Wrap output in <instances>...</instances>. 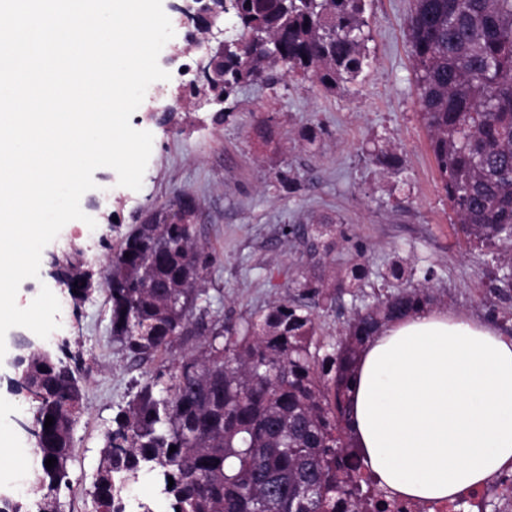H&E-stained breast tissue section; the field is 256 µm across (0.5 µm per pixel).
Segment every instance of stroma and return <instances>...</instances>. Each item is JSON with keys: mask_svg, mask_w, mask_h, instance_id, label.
<instances>
[{"mask_svg": "<svg viewBox=\"0 0 512 512\" xmlns=\"http://www.w3.org/2000/svg\"><path fill=\"white\" fill-rule=\"evenodd\" d=\"M182 3L163 0L180 49L175 62L163 65L171 78L153 82L148 101L130 119L153 135L141 189L118 186L112 169L96 170L97 187L81 205L96 228L66 224L44 248L39 278L19 287L32 298L44 285L56 295L59 327L33 343L75 360L83 381L59 512H95L91 491L105 434L159 366L136 362L113 343L104 271L135 225L180 197L198 204V239L212 256L204 286L216 319L238 321L298 297L301 275L329 281L359 264L366 270L360 287L337 289L332 304L310 301L318 337L341 334L357 313L404 284L427 289L437 310L491 324L512 339V285L501 271L508 257L464 235L421 115L409 51L413 0H367L368 61L350 90L330 94L277 68L273 81L243 84L221 106L204 97L179 99L184 76L198 78L206 61L189 40L196 26L180 23ZM307 127L319 131L316 145L302 140ZM381 150L399 157L397 169L376 165ZM323 215L337 221L327 255L311 230ZM287 224L298 234H283ZM73 252L89 281L77 301L58 285L51 265L53 257ZM395 262L405 270L403 281L389 274ZM17 354L10 344L0 359V422L29 447L24 426L35 404L14 384Z\"/></svg>", "mask_w": 512, "mask_h": 512, "instance_id": "1", "label": "stroma"}]
</instances>
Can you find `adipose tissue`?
<instances>
[{
    "label": "adipose tissue",
    "instance_id": "1",
    "mask_svg": "<svg viewBox=\"0 0 512 512\" xmlns=\"http://www.w3.org/2000/svg\"><path fill=\"white\" fill-rule=\"evenodd\" d=\"M350 431L387 490L479 488L512 463V340L429 307L381 327L356 364Z\"/></svg>",
    "mask_w": 512,
    "mask_h": 512
}]
</instances>
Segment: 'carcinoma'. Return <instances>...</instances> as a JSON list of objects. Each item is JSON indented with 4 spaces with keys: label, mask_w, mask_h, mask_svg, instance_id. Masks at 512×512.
<instances>
[{
    "label": "carcinoma",
    "mask_w": 512,
    "mask_h": 512,
    "mask_svg": "<svg viewBox=\"0 0 512 512\" xmlns=\"http://www.w3.org/2000/svg\"><path fill=\"white\" fill-rule=\"evenodd\" d=\"M239 33L224 41V66L207 89L230 98L274 67L314 77L334 92L367 60L366 0H215ZM410 48L419 106L445 192L467 238L512 250V0H414ZM181 223L153 211L126 237L106 272L112 340L136 361L175 343L198 350L161 364L113 419L93 484L97 512H125L122 490L154 472L170 512H361L363 457L349 433L350 393L361 348L383 325L432 302L406 286L357 314L333 341L316 337L308 305L283 299L234 324L210 318L201 288L210 259L196 241V203L178 202ZM67 271L71 297L86 275ZM302 295L335 300L310 276ZM36 403L37 488L42 506L69 484L73 432L83 409L78 369L49 350L22 357ZM54 418L46 429V416ZM176 451L169 452L170 447ZM174 485H169L168 478Z\"/></svg>",
    "instance_id": "carcinoma-1"
}]
</instances>
